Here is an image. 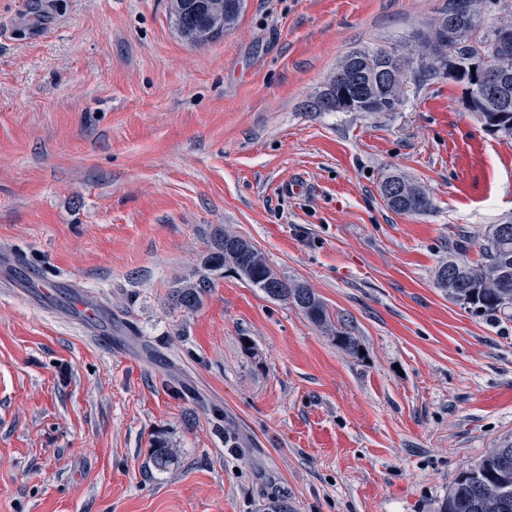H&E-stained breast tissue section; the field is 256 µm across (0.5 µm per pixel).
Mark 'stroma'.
<instances>
[{
	"instance_id": "stroma-1",
	"label": "stroma",
	"mask_w": 512,
	"mask_h": 512,
	"mask_svg": "<svg viewBox=\"0 0 512 512\" xmlns=\"http://www.w3.org/2000/svg\"><path fill=\"white\" fill-rule=\"evenodd\" d=\"M442 4L245 0L194 45L171 0H0V276L61 286L0 288V512H439L512 436V321L435 285L512 218V137L443 75L395 112L309 108L349 53ZM390 174L432 210H390ZM295 178L308 194L283 193ZM226 232L329 326L234 275L176 307Z\"/></svg>"
}]
</instances>
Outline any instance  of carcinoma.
<instances>
[{
	"mask_svg": "<svg viewBox=\"0 0 512 512\" xmlns=\"http://www.w3.org/2000/svg\"><path fill=\"white\" fill-rule=\"evenodd\" d=\"M485 13H499L495 25H484L479 29L461 24L451 46L438 41L435 50L452 49L455 58L456 75L453 80L464 83L468 67L473 56L483 50H491L495 31L504 26L512 25V11L503 0H477ZM206 0H174L171 15L177 30L182 37L206 25L213 26L209 18L203 17L197 5ZM388 55L395 67L408 66L418 81H424L444 74L432 56L425 54L417 57H406L393 48ZM465 92L474 106L481 109L477 117L483 127L491 128V133L503 137H512V112L500 111L501 94L491 92L476 85H466ZM387 95L379 89L375 92L366 91L357 102L349 105L336 96V88H331L317 96L313 107L318 112H371L379 108L377 99ZM420 200L399 199L388 205V208L400 214H425L432 209L431 198L422 190L418 191ZM240 247H228L224 243L217 244L207 255L204 267L206 273L192 283L174 290L173 300L185 309L198 308L202 296L213 283V276H224L230 272L246 280L260 289L268 297L291 303L316 326H323L329 321L327 309L323 302L307 286L281 277L270 267L262 254L249 242L239 238ZM481 259L475 263L460 259L453 254L441 262L436 275L435 284L448 299L463 306L467 311L490 320L500 318L512 319V221L491 224L480 243ZM501 447L509 449L508 464L496 455H485L475 466L482 478L483 486L479 487L470 480L458 477L441 505L440 512H492L486 505L485 486L503 491L509 501V509L498 512H512V439L501 441Z\"/></svg>",
	"mask_w": 512,
	"mask_h": 512,
	"instance_id": "obj_1",
	"label": "carcinoma"
}]
</instances>
